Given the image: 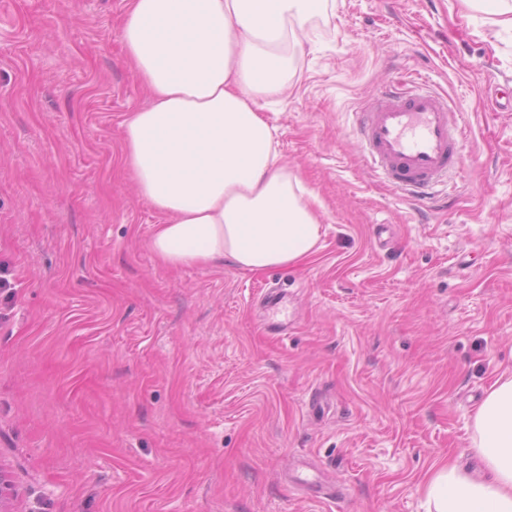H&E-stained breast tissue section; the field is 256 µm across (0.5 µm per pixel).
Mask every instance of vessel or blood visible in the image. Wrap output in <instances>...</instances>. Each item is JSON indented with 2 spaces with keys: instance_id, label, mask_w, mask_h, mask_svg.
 I'll use <instances>...</instances> for the list:
<instances>
[{
  "instance_id": "vessel-or-blood-1",
  "label": "vessel or blood",
  "mask_w": 512,
  "mask_h": 512,
  "mask_svg": "<svg viewBox=\"0 0 512 512\" xmlns=\"http://www.w3.org/2000/svg\"><path fill=\"white\" fill-rule=\"evenodd\" d=\"M363 151L372 167L394 188L418 199L432 198L459 165L465 126L440 96L393 89L358 115ZM281 289L265 293L262 306L270 331L281 332Z\"/></svg>"
}]
</instances>
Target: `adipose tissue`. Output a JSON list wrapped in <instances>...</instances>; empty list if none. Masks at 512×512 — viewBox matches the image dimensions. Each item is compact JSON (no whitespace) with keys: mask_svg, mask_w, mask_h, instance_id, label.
I'll list each match as a JSON object with an SVG mask.
<instances>
[{"mask_svg":"<svg viewBox=\"0 0 512 512\" xmlns=\"http://www.w3.org/2000/svg\"><path fill=\"white\" fill-rule=\"evenodd\" d=\"M320 0H127L122 36L150 91L123 123L142 200L163 217L150 248L166 265L288 271L318 250L320 201L261 116L281 96ZM471 448L485 473L442 463L426 512H512V377L478 408Z\"/></svg>","mask_w":512,"mask_h":512,"instance_id":"adipose-tissue-1","label":"adipose tissue"}]
</instances>
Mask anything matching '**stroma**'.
Listing matches in <instances>:
<instances>
[{
	"instance_id": "35a3bbf8",
	"label": "stroma",
	"mask_w": 512,
	"mask_h": 512,
	"mask_svg": "<svg viewBox=\"0 0 512 512\" xmlns=\"http://www.w3.org/2000/svg\"><path fill=\"white\" fill-rule=\"evenodd\" d=\"M125 0H0V469L13 512H424L512 374V26L470 0H324L278 149L318 194L295 271L170 268L123 162L149 104ZM469 129L450 197L381 182L358 112L409 77ZM287 293L267 333L266 285ZM320 476L340 496L294 485Z\"/></svg>"
}]
</instances>
